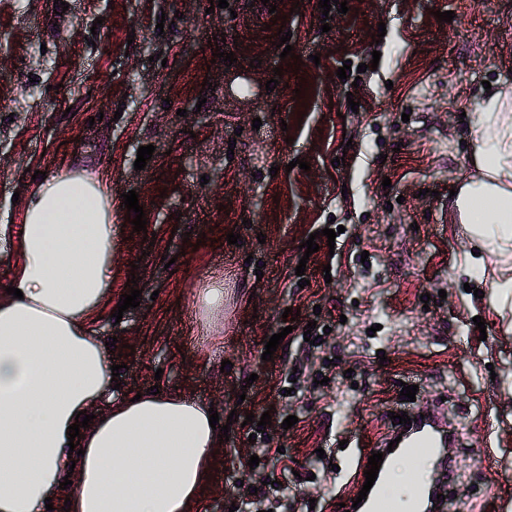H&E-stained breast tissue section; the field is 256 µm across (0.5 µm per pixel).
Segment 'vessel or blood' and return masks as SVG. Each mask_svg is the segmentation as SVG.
Listing matches in <instances>:
<instances>
[{"label": "vessel or blood", "mask_w": 512, "mask_h": 512, "mask_svg": "<svg viewBox=\"0 0 512 512\" xmlns=\"http://www.w3.org/2000/svg\"><path fill=\"white\" fill-rule=\"evenodd\" d=\"M452 433L446 422L434 416H425L412 424L391 422L386 435L392 441L390 451L384 452L378 477L366 499L358 504L356 512H392V487L395 469L400 462L418 458L440 457ZM447 478L439 472L435 478L413 481V493L408 500V512H437L438 499Z\"/></svg>", "instance_id": "b4317fda"}]
</instances>
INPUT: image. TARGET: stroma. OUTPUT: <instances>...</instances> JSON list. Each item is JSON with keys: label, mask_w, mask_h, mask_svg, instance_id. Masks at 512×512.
Returning a JSON list of instances; mask_svg holds the SVG:
<instances>
[{"label": "stroma", "mask_w": 512, "mask_h": 512, "mask_svg": "<svg viewBox=\"0 0 512 512\" xmlns=\"http://www.w3.org/2000/svg\"><path fill=\"white\" fill-rule=\"evenodd\" d=\"M65 2L58 14L54 0H0V224H21L12 197L36 170L99 167L113 196L137 192L146 230L118 207L112 300L94 328L121 368L113 402L154 386L236 413L192 512H229L267 479L289 484L273 512H345L359 485L343 459L376 447L405 382L419 410L445 401L457 431L445 512H512V297L495 286L500 252L478 250L450 195L475 173L487 87L512 82V0H348L327 32L316 0ZM280 16L295 68L280 58ZM332 223L345 231L331 241ZM134 275L140 305L114 319ZM215 285L227 304L207 322L199 292ZM312 321L330 332L311 344ZM280 332L277 359L263 360ZM266 412L265 431L241 422ZM350 432L357 445L341 450Z\"/></svg>", "instance_id": "stroma-1"}]
</instances>
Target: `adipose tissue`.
<instances>
[{"label":"adipose tissue","instance_id":"ef3b65f1","mask_svg":"<svg viewBox=\"0 0 512 512\" xmlns=\"http://www.w3.org/2000/svg\"><path fill=\"white\" fill-rule=\"evenodd\" d=\"M476 178L455 206L484 246L512 248V85L486 97L472 125ZM104 175L47 174L30 190L21 233L0 224V512H190L219 445L206 403L142 395L109 404L111 361L93 324L112 297L118 247ZM92 421L69 458L78 414ZM75 480L60 484L67 472Z\"/></svg>","mask_w":512,"mask_h":512}]
</instances>
